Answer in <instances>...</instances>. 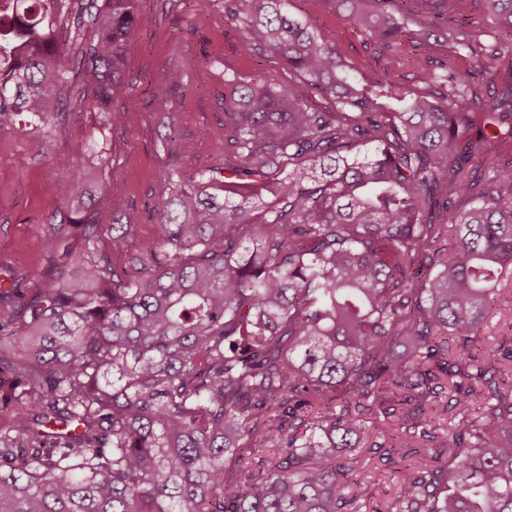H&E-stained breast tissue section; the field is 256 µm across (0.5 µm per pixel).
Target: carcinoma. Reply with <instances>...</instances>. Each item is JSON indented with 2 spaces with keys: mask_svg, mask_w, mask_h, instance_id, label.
Wrapping results in <instances>:
<instances>
[{
  "mask_svg": "<svg viewBox=\"0 0 512 512\" xmlns=\"http://www.w3.org/2000/svg\"><path fill=\"white\" fill-rule=\"evenodd\" d=\"M288 2L224 0L246 47L305 81L227 80L219 164L170 169L153 238L131 215L102 248L79 166L56 159L49 191L68 212L45 236L48 270L0 289V512H343L361 476L344 454L391 388L404 435L448 449L408 465L391 512H512V385L494 379L512 336L475 345L512 282V165L495 152L512 143V72L491 109L466 72L424 70L422 94L363 84ZM330 2L386 50L410 35L402 11ZM487 5L512 34V0ZM141 24L138 0H0V130L43 133L69 92L73 111L121 125ZM452 39L497 54L466 29ZM181 81L164 71L158 111ZM309 88L336 111L309 107ZM444 391L459 421L435 435L424 405ZM257 437L280 449L266 470L243 454Z\"/></svg>",
  "mask_w": 512,
  "mask_h": 512,
  "instance_id": "obj_1",
  "label": "carcinoma"
}]
</instances>
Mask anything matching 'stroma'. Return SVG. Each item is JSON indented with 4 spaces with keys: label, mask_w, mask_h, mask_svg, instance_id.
Masks as SVG:
<instances>
[{
    "label": "stroma",
    "mask_w": 512,
    "mask_h": 512,
    "mask_svg": "<svg viewBox=\"0 0 512 512\" xmlns=\"http://www.w3.org/2000/svg\"><path fill=\"white\" fill-rule=\"evenodd\" d=\"M290 12L314 31L333 37L339 56L358 60L365 81L390 79L402 91L417 88L421 71L472 72L488 92H495L502 75L512 70V36L499 30L485 8V0H454L445 32L457 23L466 26L487 44L498 45L495 57L480 59L468 51H431L411 42L381 52L350 20L347 11L332 0H289ZM144 19L139 37L126 53V84L116 104L126 110L122 126H104L100 113L87 109L68 111L64 102L53 105L51 131L46 136L0 131V289L40 279L49 267L44 236L50 225L60 223L65 205L47 192L54 176V160L74 154L77 147H107L100 183L119 181L126 193L110 200L97 193L104 230L136 213L135 234L146 240L154 235L155 212L169 167L184 175L215 165L216 142L224 137V77L246 82L266 71L281 83L296 82V73L244 45L242 30L224 18L222 4L198 12L193 0H140ZM182 73V83L169 92L167 114H159L151 92L164 69ZM191 143L190 152L170 157L172 144ZM364 425L374 448L352 453L367 475L346 512H388L402 477L399 455L381 458L379 444H392L397 419L368 414Z\"/></svg>",
    "instance_id": "stroma-1"
}]
</instances>
